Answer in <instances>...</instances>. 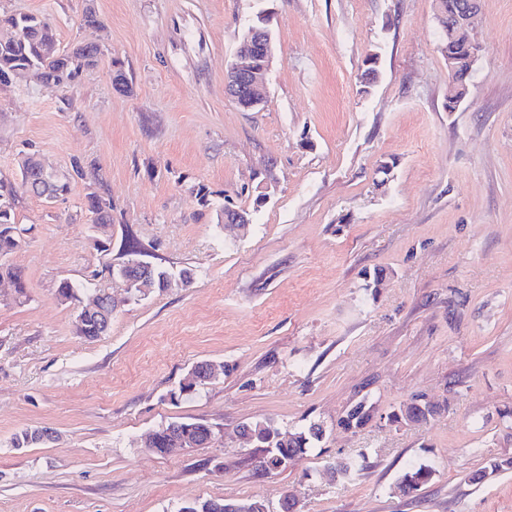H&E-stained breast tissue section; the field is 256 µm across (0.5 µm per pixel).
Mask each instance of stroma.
Returning <instances> with one entry per match:
<instances>
[{
    "instance_id": "obj_1",
    "label": "stroma",
    "mask_w": 512,
    "mask_h": 512,
    "mask_svg": "<svg viewBox=\"0 0 512 512\" xmlns=\"http://www.w3.org/2000/svg\"><path fill=\"white\" fill-rule=\"evenodd\" d=\"M93 6L101 29L83 26ZM266 9L275 43L261 109L225 89L248 24ZM46 18L61 49L102 46L73 82L0 89V179L38 152L70 190L18 194L27 227L0 286V512H175L206 499H264L280 512H512V0H480L481 46L464 102L448 109L434 0H0ZM377 83L362 92L370 55ZM122 71L128 91L113 87ZM390 164L385 187L378 169ZM110 201L108 252L87 196ZM247 213L239 229L222 208ZM140 258L178 273L143 300L113 282L110 332L88 342L61 282ZM381 277L379 287L366 279ZM224 366L171 402L196 362ZM421 424L387 416L412 396ZM377 417L337 421L361 398ZM198 418L216 441L161 455L141 437ZM326 435L263 475L244 422ZM59 439L17 449L23 429ZM355 463L349 479L330 466ZM435 475L410 496V465Z\"/></svg>"
}]
</instances>
